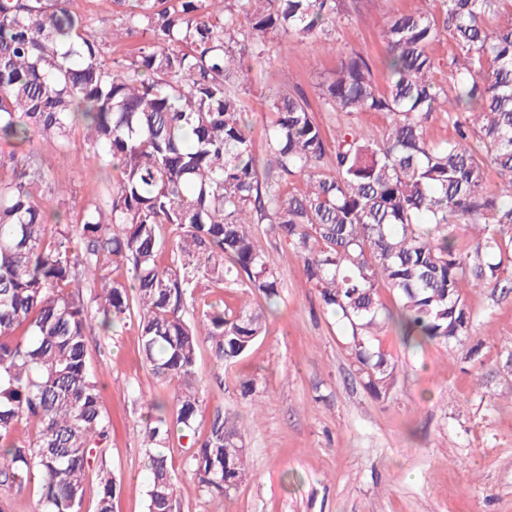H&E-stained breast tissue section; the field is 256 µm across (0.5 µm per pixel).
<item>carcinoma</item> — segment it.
Returning a JSON list of instances; mask_svg holds the SVG:
<instances>
[{
  "label": "carcinoma",
  "mask_w": 512,
  "mask_h": 512,
  "mask_svg": "<svg viewBox=\"0 0 512 512\" xmlns=\"http://www.w3.org/2000/svg\"><path fill=\"white\" fill-rule=\"evenodd\" d=\"M70 3L0 0V141L12 146L0 155V491L36 483L34 512H81L86 470L112 433L87 366L94 322L107 332L136 322L142 364L177 382L147 401L144 447L174 429L195 436L200 345L232 365L265 333L263 310L203 302L197 288L279 297L256 224L302 257L376 396L396 374L374 348L382 325L410 347L447 345L469 335V279L512 292V0H442L438 16L390 17L387 86L363 54L343 57L318 88L324 110L345 119L330 136L303 93L276 91L261 154L242 93L268 35L326 49L341 0H112L109 27L95 29ZM444 35L454 53L443 85L429 49ZM131 39L132 55L105 57L108 41ZM360 112L386 117L381 140L347 122ZM434 112L455 129L441 144L423 136ZM77 126L112 189L107 209L88 208L73 226L55 191H37L48 177L30 144L37 134L68 148ZM490 166L506 178L496 188ZM291 181L303 188L286 191ZM458 224L474 233L448 231ZM243 438L237 417L215 408L192 443L202 492L228 497L247 480ZM150 466L146 512H174L166 459ZM116 490L101 471L96 512H112Z\"/></svg>",
  "instance_id": "obj_1"
}]
</instances>
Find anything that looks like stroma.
Instances as JSON below:
<instances>
[{"instance_id":"35a3bbf8","label":"stroma","mask_w":512,"mask_h":512,"mask_svg":"<svg viewBox=\"0 0 512 512\" xmlns=\"http://www.w3.org/2000/svg\"><path fill=\"white\" fill-rule=\"evenodd\" d=\"M427 8L439 12L440 0H367L361 11L346 9L330 52L273 37L248 96L255 146L263 145L270 120L262 97L296 87L317 102L318 83L353 50L374 61V78L384 82L385 23ZM33 147L66 189L69 222L105 204L112 182L90 160L82 128L73 130L69 149L39 136ZM256 237L282 276L281 300L270 308L254 298L267 309L266 331L236 364L204 348L197 365L205 385L196 435L205 436L214 407L237 415L250 476L231 497L204 494L188 439L171 436L162 452L178 488L175 512H512V293L471 281L462 294L474 320L459 342L413 351L392 328L382 329L380 343L398 373L389 393L376 398L363 386L343 330L307 282L302 258L269 225H257ZM88 360L113 423L103 467L120 482L114 510L145 512L150 471L137 434L141 402L174 389L141 363L133 325L93 330ZM245 379L254 381L256 398L242 395Z\"/></svg>"}]
</instances>
